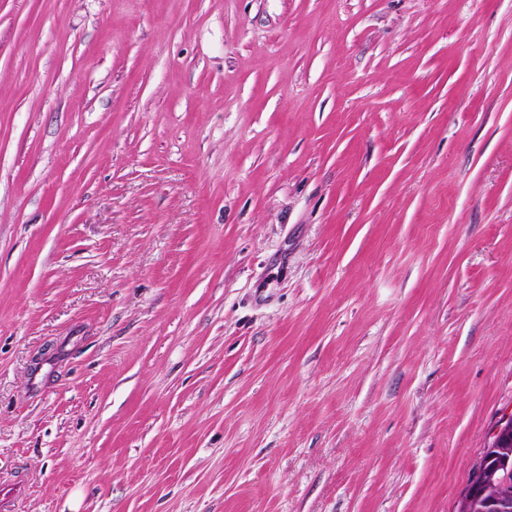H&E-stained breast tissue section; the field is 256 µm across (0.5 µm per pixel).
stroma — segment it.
<instances>
[{
    "mask_svg": "<svg viewBox=\"0 0 512 512\" xmlns=\"http://www.w3.org/2000/svg\"><path fill=\"white\" fill-rule=\"evenodd\" d=\"M512 411V0H0V512H454Z\"/></svg>",
    "mask_w": 512,
    "mask_h": 512,
    "instance_id": "obj_1",
    "label": "stroma"
}]
</instances>
